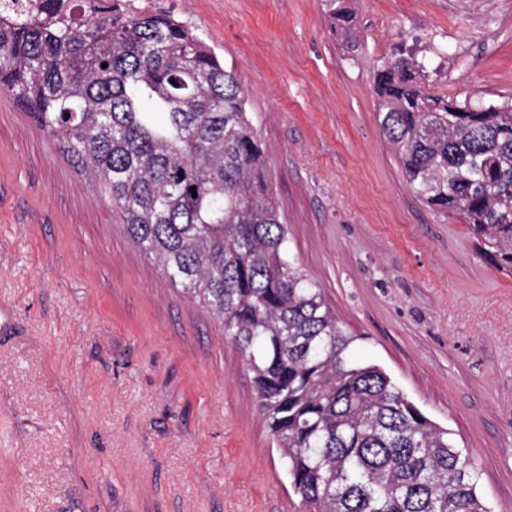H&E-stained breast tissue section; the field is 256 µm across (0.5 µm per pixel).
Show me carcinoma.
Returning a JSON list of instances; mask_svg holds the SVG:
<instances>
[{"mask_svg":"<svg viewBox=\"0 0 512 512\" xmlns=\"http://www.w3.org/2000/svg\"><path fill=\"white\" fill-rule=\"evenodd\" d=\"M67 2L61 22L0 9V93L223 327L302 512H492L466 449L383 368L352 358L356 334L289 260L235 72L164 11ZM350 19L339 0L332 29L351 44ZM426 76L414 58L377 68L382 132L416 197L458 216L485 259L512 269V101L437 97Z\"/></svg>","mask_w":512,"mask_h":512,"instance_id":"cac0c4a2","label":"carcinoma"}]
</instances>
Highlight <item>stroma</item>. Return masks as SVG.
Listing matches in <instances>:
<instances>
[{
	"label": "stroma",
	"mask_w": 512,
	"mask_h": 512,
	"mask_svg": "<svg viewBox=\"0 0 512 512\" xmlns=\"http://www.w3.org/2000/svg\"><path fill=\"white\" fill-rule=\"evenodd\" d=\"M236 72L292 260L354 355L383 367L512 512V271L425 206L383 136L373 75L512 96V0H151ZM0 512H298L237 348L130 240L55 140L0 95ZM339 6L334 10L332 14L333 23L331 25L333 31L343 37L347 43H353V30L350 25L351 10L344 5V0H339ZM336 21L338 23H336Z\"/></svg>",
	"instance_id": "35a3bbf8"
}]
</instances>
